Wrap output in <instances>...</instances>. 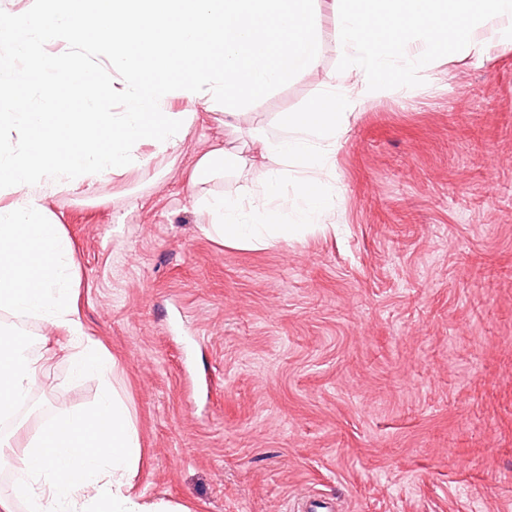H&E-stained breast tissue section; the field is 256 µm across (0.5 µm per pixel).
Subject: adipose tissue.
I'll return each instance as SVG.
<instances>
[{
	"instance_id": "adipose-tissue-1",
	"label": "adipose tissue",
	"mask_w": 512,
	"mask_h": 512,
	"mask_svg": "<svg viewBox=\"0 0 512 512\" xmlns=\"http://www.w3.org/2000/svg\"><path fill=\"white\" fill-rule=\"evenodd\" d=\"M38 370V360L27 346L9 342L0 346V416L8 418L27 404Z\"/></svg>"
}]
</instances>
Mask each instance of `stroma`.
Here are the masks:
<instances>
[{"mask_svg": "<svg viewBox=\"0 0 512 512\" xmlns=\"http://www.w3.org/2000/svg\"><path fill=\"white\" fill-rule=\"evenodd\" d=\"M320 67L242 108L201 105L176 148L47 202L74 251L87 333L117 361L145 462L135 492L185 512H512V52L501 19L354 110L327 185L326 230L272 246L207 236L187 178L225 141L251 163L206 184L242 193L255 130L351 86L331 0ZM42 361L22 432L101 393L72 379L62 332L0 310Z\"/></svg>", "mask_w": 512, "mask_h": 512, "instance_id": "35a3bbf8", "label": "stroma"}]
</instances>
